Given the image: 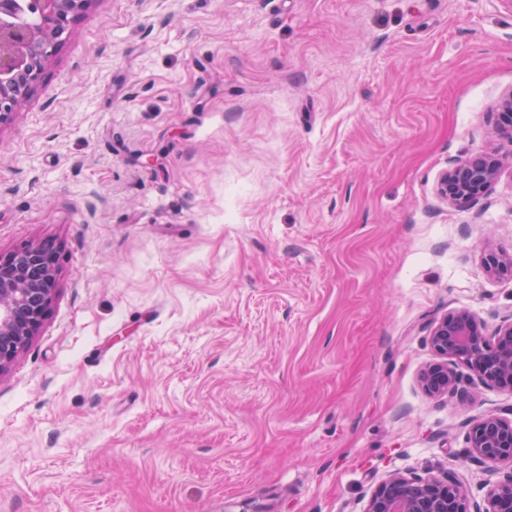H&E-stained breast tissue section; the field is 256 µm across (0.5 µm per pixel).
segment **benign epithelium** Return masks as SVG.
Returning a JSON list of instances; mask_svg holds the SVG:
<instances>
[{
	"label": "benign epithelium",
	"mask_w": 512,
	"mask_h": 512,
	"mask_svg": "<svg viewBox=\"0 0 512 512\" xmlns=\"http://www.w3.org/2000/svg\"><path fill=\"white\" fill-rule=\"evenodd\" d=\"M93 0H0V127L54 56L70 18ZM497 124L512 134V91L498 104ZM502 160L484 154L460 161L439 178L437 192L451 205L476 201L497 180ZM492 277L512 276V254L490 249L484 257ZM60 280L55 252L32 243L0 253V375L38 334ZM428 341L436 360L419 373L432 397L477 396L461 386L453 366H465L478 385L512 395V318L491 336L484 321L468 308L450 311L433 323ZM470 460L487 472L482 501L472 499L459 473L442 476L393 472L368 496L362 512H512V410L483 413L467 420Z\"/></svg>",
	"instance_id": "1"
}]
</instances>
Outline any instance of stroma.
I'll use <instances>...</instances> for the list:
<instances>
[{"mask_svg": "<svg viewBox=\"0 0 512 512\" xmlns=\"http://www.w3.org/2000/svg\"><path fill=\"white\" fill-rule=\"evenodd\" d=\"M501 0H94L0 127V252L60 258L0 375V512H362L456 470L434 320L495 331L512 278ZM496 152L475 203L436 192ZM487 273L492 277L512 276V254L499 249H489L484 257Z\"/></svg>", "mask_w": 512, "mask_h": 512, "instance_id": "obj_1", "label": "stroma"}]
</instances>
